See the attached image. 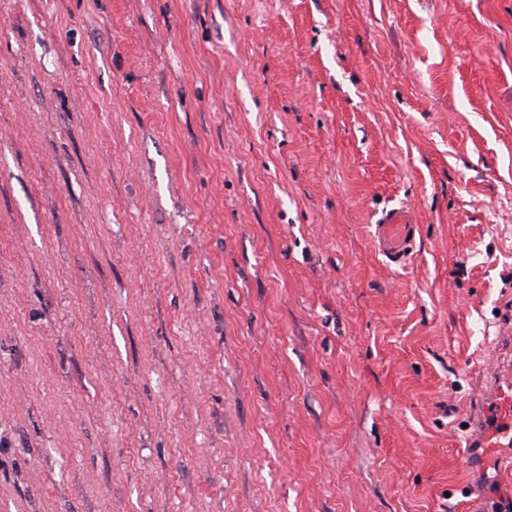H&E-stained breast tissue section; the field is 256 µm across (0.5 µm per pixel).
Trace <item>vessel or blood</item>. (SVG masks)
<instances>
[{"label": "vessel or blood", "instance_id": "1", "mask_svg": "<svg viewBox=\"0 0 512 512\" xmlns=\"http://www.w3.org/2000/svg\"><path fill=\"white\" fill-rule=\"evenodd\" d=\"M419 232L414 211L401 205L382 210L374 225L373 245L378 254L395 265L404 264L413 252ZM490 412L482 414L468 441V465H477L478 451L498 448L507 453V462L499 467L500 481L512 484V357L501 359L496 366L493 385L480 390Z\"/></svg>", "mask_w": 512, "mask_h": 512}]
</instances>
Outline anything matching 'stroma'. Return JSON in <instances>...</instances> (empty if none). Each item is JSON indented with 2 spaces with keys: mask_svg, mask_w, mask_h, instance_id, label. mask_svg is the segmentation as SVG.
<instances>
[{
  "mask_svg": "<svg viewBox=\"0 0 512 512\" xmlns=\"http://www.w3.org/2000/svg\"><path fill=\"white\" fill-rule=\"evenodd\" d=\"M511 297L512 0H0V512H492ZM418 232L419 225L411 207L386 208L374 224L373 245L389 263L402 265L413 252ZM509 327L500 335L506 336L509 341L510 357L502 358L496 366V378L493 385L479 391L480 403L488 400L492 406V412L487 411L481 415L474 427L468 441L470 453L467 463L473 467L480 460L478 451L480 448H498L504 450L507 455V464L499 467L497 476L500 481L512 485V387L509 385V376L512 377V310L508 321ZM476 404V409L479 408Z\"/></svg>",
  "mask_w": 512,
  "mask_h": 512,
  "instance_id": "obj_1",
  "label": "stroma"
}]
</instances>
